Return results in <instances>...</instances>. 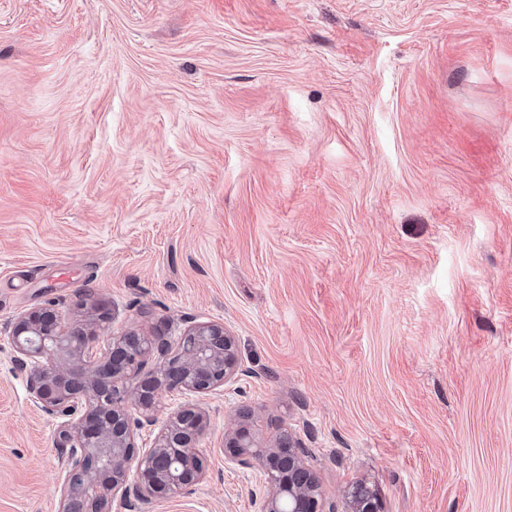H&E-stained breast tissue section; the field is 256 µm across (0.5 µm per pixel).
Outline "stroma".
<instances>
[{
    "instance_id": "obj_1",
    "label": "stroma",
    "mask_w": 512,
    "mask_h": 512,
    "mask_svg": "<svg viewBox=\"0 0 512 512\" xmlns=\"http://www.w3.org/2000/svg\"><path fill=\"white\" fill-rule=\"evenodd\" d=\"M49 302L237 338L151 512H254L243 420L338 512H512V0H0V512L60 510ZM348 512H380L376 493L366 484L354 485L348 492L346 507Z\"/></svg>"
}]
</instances>
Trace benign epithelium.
I'll use <instances>...</instances> for the list:
<instances>
[{
  "mask_svg": "<svg viewBox=\"0 0 512 512\" xmlns=\"http://www.w3.org/2000/svg\"><path fill=\"white\" fill-rule=\"evenodd\" d=\"M12 346L17 362L30 367L32 401L48 414L72 417L58 434L65 468L61 512H111L117 497L149 506L201 479L204 460L195 438L206 429L207 414L200 404L174 409L150 445L137 447V436L155 425L148 411L161 391L207 397L238 378L237 340L224 325L198 324L174 344L132 331L104 340L91 319L66 323L50 304L17 318ZM155 352L158 371L130 385ZM222 451L228 462L258 469L264 492L254 502L256 512H336L289 431L267 444L239 424L224 432ZM345 510L380 512V504L359 483L349 490Z\"/></svg>",
  "mask_w": 512,
  "mask_h": 512,
  "instance_id": "1",
  "label": "benign epithelium"
}]
</instances>
